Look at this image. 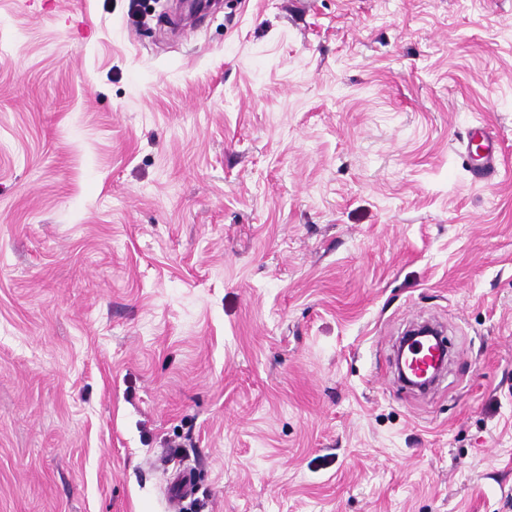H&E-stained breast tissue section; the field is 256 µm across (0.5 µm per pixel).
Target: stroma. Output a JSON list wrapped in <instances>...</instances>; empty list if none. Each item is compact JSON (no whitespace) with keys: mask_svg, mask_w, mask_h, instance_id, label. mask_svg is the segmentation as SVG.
<instances>
[{"mask_svg":"<svg viewBox=\"0 0 512 512\" xmlns=\"http://www.w3.org/2000/svg\"><path fill=\"white\" fill-rule=\"evenodd\" d=\"M186 507L512 512V0H0V512ZM465 143V142H464ZM465 163L474 184L487 183L499 173L501 147L485 123L471 126L466 133ZM169 492L179 500H184L196 494V478L192 468H179L171 477Z\"/></svg>","mask_w":512,"mask_h":512,"instance_id":"stroma-1","label":"stroma"}]
</instances>
